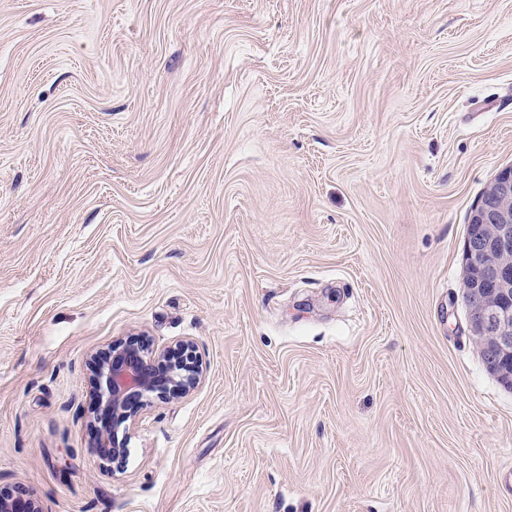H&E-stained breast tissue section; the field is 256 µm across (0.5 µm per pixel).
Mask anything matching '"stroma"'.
<instances>
[{"instance_id": "35a3bbf8", "label": "stroma", "mask_w": 512, "mask_h": 512, "mask_svg": "<svg viewBox=\"0 0 512 512\" xmlns=\"http://www.w3.org/2000/svg\"><path fill=\"white\" fill-rule=\"evenodd\" d=\"M512 0H0V485L45 512H512L462 300ZM189 340L103 467L91 358Z\"/></svg>"}]
</instances>
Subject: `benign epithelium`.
<instances>
[{
  "instance_id": "obj_1",
  "label": "benign epithelium",
  "mask_w": 512,
  "mask_h": 512,
  "mask_svg": "<svg viewBox=\"0 0 512 512\" xmlns=\"http://www.w3.org/2000/svg\"><path fill=\"white\" fill-rule=\"evenodd\" d=\"M462 261L470 335L487 369L512 390V164L498 170L486 186L485 201L472 211ZM203 376L189 341L171 353L143 342L112 341L92 366L99 392L93 422L101 463L109 467L125 459L127 439L118 438L116 428L135 420L151 395H186ZM0 512H42V506L26 486L0 487Z\"/></svg>"
}]
</instances>
